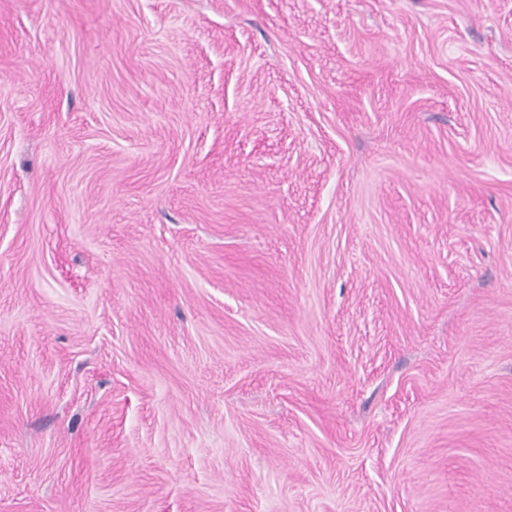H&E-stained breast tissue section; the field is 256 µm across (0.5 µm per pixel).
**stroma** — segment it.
Masks as SVG:
<instances>
[{"label":"stroma","mask_w":512,"mask_h":512,"mask_svg":"<svg viewBox=\"0 0 512 512\" xmlns=\"http://www.w3.org/2000/svg\"><path fill=\"white\" fill-rule=\"evenodd\" d=\"M0 512H512V0H0Z\"/></svg>","instance_id":"35a3bbf8"}]
</instances>
